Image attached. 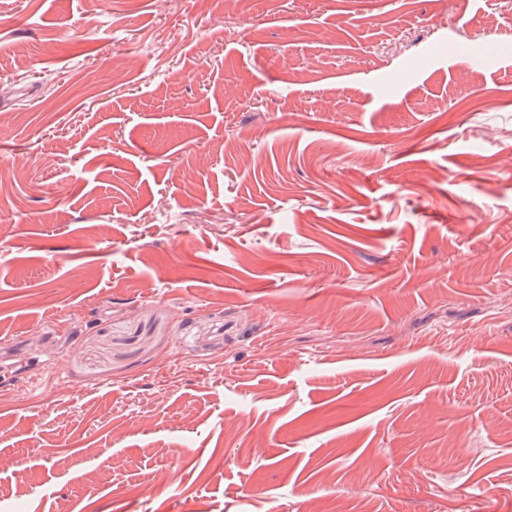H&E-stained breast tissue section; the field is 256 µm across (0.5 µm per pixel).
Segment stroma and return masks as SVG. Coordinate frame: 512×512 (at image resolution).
<instances>
[{
	"instance_id": "35a3bbf8",
	"label": "stroma",
	"mask_w": 512,
	"mask_h": 512,
	"mask_svg": "<svg viewBox=\"0 0 512 512\" xmlns=\"http://www.w3.org/2000/svg\"><path fill=\"white\" fill-rule=\"evenodd\" d=\"M510 157L512 0H0V512H512Z\"/></svg>"
}]
</instances>
